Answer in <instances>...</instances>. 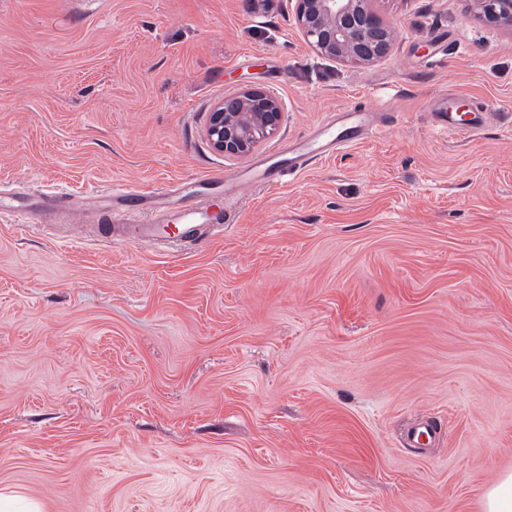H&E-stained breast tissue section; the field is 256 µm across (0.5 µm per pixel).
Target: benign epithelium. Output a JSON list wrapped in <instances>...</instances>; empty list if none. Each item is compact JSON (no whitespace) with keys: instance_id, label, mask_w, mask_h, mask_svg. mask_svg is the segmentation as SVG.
<instances>
[{"instance_id":"benign-epithelium-1","label":"benign epithelium","mask_w":512,"mask_h":512,"mask_svg":"<svg viewBox=\"0 0 512 512\" xmlns=\"http://www.w3.org/2000/svg\"><path fill=\"white\" fill-rule=\"evenodd\" d=\"M370 0H295L298 28L320 54L368 64L383 57L395 28L369 5ZM482 19L512 26V0H476ZM279 100L264 89L246 86L216 103L205 136L214 150L243 158L272 137L281 125Z\"/></svg>"}]
</instances>
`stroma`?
Listing matches in <instances>:
<instances>
[{
    "label": "stroma",
    "mask_w": 512,
    "mask_h": 512,
    "mask_svg": "<svg viewBox=\"0 0 512 512\" xmlns=\"http://www.w3.org/2000/svg\"><path fill=\"white\" fill-rule=\"evenodd\" d=\"M372 7L396 38L360 65L292 0H0V192L70 190L78 224L115 188L239 191L325 113L396 115L191 249L0 221L9 512H483L512 472V28L474 0ZM246 84L282 123L232 160L204 130ZM442 95L487 126L434 134Z\"/></svg>",
    "instance_id": "obj_1"
}]
</instances>
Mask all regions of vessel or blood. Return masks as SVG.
Masks as SVG:
<instances>
[{
    "instance_id": "obj_1",
    "label": "vessel or blood",
    "mask_w": 512,
    "mask_h": 512,
    "mask_svg": "<svg viewBox=\"0 0 512 512\" xmlns=\"http://www.w3.org/2000/svg\"><path fill=\"white\" fill-rule=\"evenodd\" d=\"M430 109L436 132L461 133L462 128L453 113L448 111L444 99L433 101ZM386 128L385 122L370 119L368 113L360 108L330 113L314 132L290 144L287 154L259 159L252 167L239 173L236 182L241 187L267 191L278 189L309 166L361 140L383 135ZM195 185L192 179L182 183L181 189L187 198L185 204L164 207L147 216L140 213L142 201L164 199L163 188L113 190V221L98 226L97 232L107 239L117 236L141 244L188 246L201 241L203 227H210L213 233L220 234L225 228L234 226L241 195H225L224 208L217 211L210 201L197 198ZM45 211L54 213L64 223H71L69 193L60 189L47 192L43 201L36 206L25 203L19 196H0V217L12 215L20 217L23 223L37 224Z\"/></svg>"
}]
</instances>
